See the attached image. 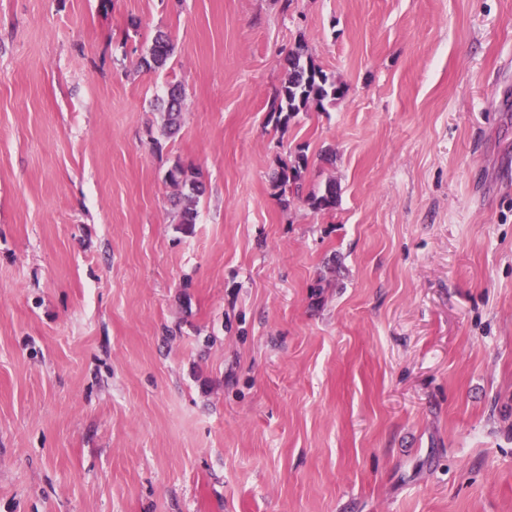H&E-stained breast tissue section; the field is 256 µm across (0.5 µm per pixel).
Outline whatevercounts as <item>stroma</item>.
Wrapping results in <instances>:
<instances>
[{"instance_id": "stroma-1", "label": "stroma", "mask_w": 512, "mask_h": 512, "mask_svg": "<svg viewBox=\"0 0 512 512\" xmlns=\"http://www.w3.org/2000/svg\"><path fill=\"white\" fill-rule=\"evenodd\" d=\"M0 512H512V0H0ZM175 46L167 32L158 30L151 38L146 53L140 58L138 67L151 71L162 68L174 54ZM286 72L271 105L278 114L277 123L284 127L291 118L308 111L312 105L321 108L325 100H336L344 95L343 86L316 65L303 46L288 57ZM185 108L184 90L180 84H171L167 100L163 107L164 127L171 132L180 126L182 112ZM308 166L307 154L304 150H299L289 165L285 164L279 169L274 170L271 175L272 186L280 189L283 193H285L286 187L294 186L297 197L303 196L304 177ZM200 172L192 167L184 166L177 162L168 171V180L180 191L176 197L175 206H178V222L183 230L192 229L196 224L199 196L203 193V183L200 180ZM303 201L315 212H331L338 202L336 182L328 180L321 190L306 193Z\"/></svg>"}]
</instances>
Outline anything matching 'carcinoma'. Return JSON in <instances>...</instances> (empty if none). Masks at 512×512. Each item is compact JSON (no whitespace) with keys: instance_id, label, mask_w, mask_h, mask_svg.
I'll list each match as a JSON object with an SVG mask.
<instances>
[{"instance_id":"carcinoma-1","label":"carcinoma","mask_w":512,"mask_h":512,"mask_svg":"<svg viewBox=\"0 0 512 512\" xmlns=\"http://www.w3.org/2000/svg\"><path fill=\"white\" fill-rule=\"evenodd\" d=\"M174 50L170 35L162 30L156 31L146 53L140 58L139 68L151 71L166 66ZM343 95V86L316 65L312 57L306 53L305 47L300 46L288 57L286 78L276 92L271 108L277 113V123L286 126L298 113L308 111L313 105L321 108L325 100H336ZM184 108V90L181 85L174 83L168 89L163 107L164 127L167 131L170 132L180 126ZM308 166L307 154L302 150L298 151L291 163L272 173V186L283 192L288 186L294 187L295 194L303 198L308 207L315 212L335 210L338 202L335 181H327L318 191L303 193ZM168 180L179 189L175 202L179 207L178 224L183 230H189L196 224V204L203 193L200 172L177 161L168 171Z\"/></svg>"}]
</instances>
